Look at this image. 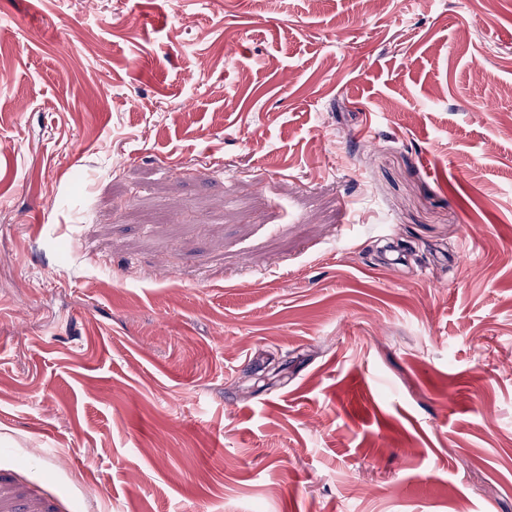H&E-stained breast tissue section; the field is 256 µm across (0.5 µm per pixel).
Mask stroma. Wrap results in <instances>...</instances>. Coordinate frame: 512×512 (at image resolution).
Returning a JSON list of instances; mask_svg holds the SVG:
<instances>
[{"mask_svg": "<svg viewBox=\"0 0 512 512\" xmlns=\"http://www.w3.org/2000/svg\"><path fill=\"white\" fill-rule=\"evenodd\" d=\"M91 489L512 512V0H0V512Z\"/></svg>", "mask_w": 512, "mask_h": 512, "instance_id": "1", "label": "stroma"}]
</instances>
